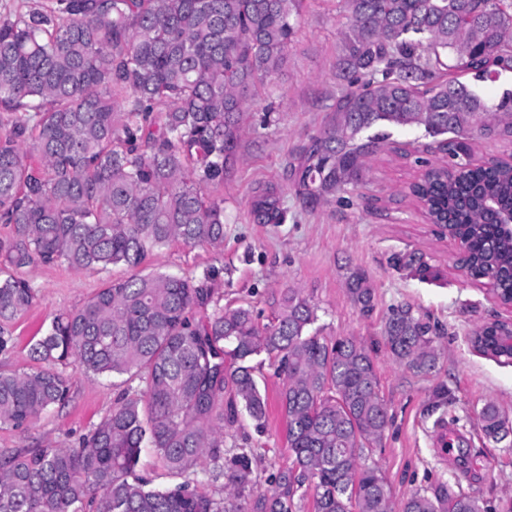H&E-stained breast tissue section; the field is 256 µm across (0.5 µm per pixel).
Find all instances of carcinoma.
Segmentation results:
<instances>
[{"label":"carcinoma","mask_w":512,"mask_h":512,"mask_svg":"<svg viewBox=\"0 0 512 512\" xmlns=\"http://www.w3.org/2000/svg\"><path fill=\"white\" fill-rule=\"evenodd\" d=\"M350 27L336 60L346 81L322 130L291 166L297 196L314 203L362 179L386 139L382 126L420 127L442 144L457 178L433 167L417 198L467 242L466 268L512 299V241L483 218L489 199L512 208V165L468 167L470 134L512 138V91L497 103L453 75L495 81L512 71V18L500 0H345ZM295 0H17L0 12V351L35 290L11 273L39 259L75 270L138 268L172 242L224 241V184L237 160L244 106L287 61ZM253 214L281 224L274 188L256 191ZM361 309L374 289L348 283ZM194 278L151 272L112 281L83 306L56 315L30 345L35 365L0 369V428H28L69 401L64 373L124 385L112 410L77 448H36L0 459V512H392L388 486L360 463L390 418L367 350L328 341L316 309L295 289L274 321L226 311ZM195 308L207 311L196 321ZM502 327L473 332L479 353L503 363ZM392 356L429 374L436 331L409 306L384 327ZM231 347L234 364L224 361ZM277 360L292 463L254 495L251 457L224 446L245 412L267 418L261 355ZM233 397L224 400L226 388ZM485 437L504 440L498 406L478 411ZM153 450L169 478L136 472ZM223 483L217 498L201 489ZM400 512H487L474 492L417 489Z\"/></svg>","instance_id":"cac0c4a2"}]
</instances>
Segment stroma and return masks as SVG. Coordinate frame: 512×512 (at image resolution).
<instances>
[{
	"instance_id": "obj_1",
	"label": "stroma",
	"mask_w": 512,
	"mask_h": 512,
	"mask_svg": "<svg viewBox=\"0 0 512 512\" xmlns=\"http://www.w3.org/2000/svg\"><path fill=\"white\" fill-rule=\"evenodd\" d=\"M295 34L283 68L266 80L246 104V130L238 160L215 190L224 200L221 247H190L174 242L150 255L141 273L185 274L222 295L225 307L250 308L256 321L271 322L278 301L294 289L317 309L322 336L352 337L373 359L377 390L390 416L383 441L368 457L386 480L393 501L441 484L472 491L493 508L512 499V436L487 440L474 412L495 402L512 420V364L476 352L472 329L512 312L487 285L468 280L453 265L456 244L438 238L410 185L423 174L422 160L440 159L438 139L420 129L389 128L371 157L361 184L328 201L308 205L296 195L290 177L301 146L324 126L342 82L336 55L349 26L344 0H299L293 12ZM276 187L286 213L281 224L254 221L256 188ZM370 279L375 297L362 311L350 294L353 271ZM17 274L35 290L31 309L10 326L12 344L0 353V368L30 367L29 343L41 336L61 310L81 307L108 281L125 279L123 266L110 271H76L33 261ZM408 304L438 330L437 370L414 372L396 361L384 337L391 307ZM268 396L264 427L244 420L235 430L237 447L254 454L258 490L271 474L292 461L288 426L280 408L282 382L263 365ZM70 399L25 430L0 428V454L47 446L73 448L112 408L120 390L111 379L68 368ZM447 421L472 450L469 466L443 455L435 427Z\"/></svg>"
}]
</instances>
